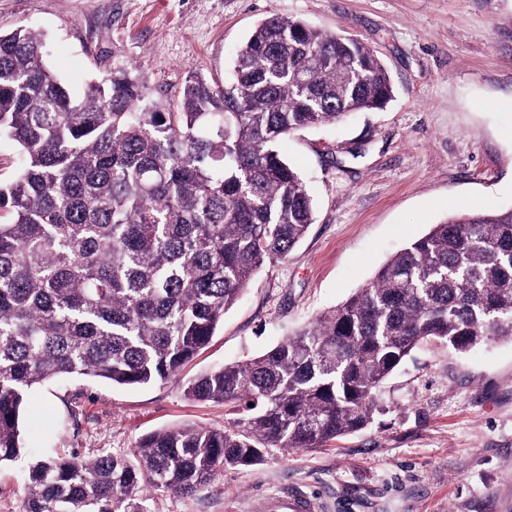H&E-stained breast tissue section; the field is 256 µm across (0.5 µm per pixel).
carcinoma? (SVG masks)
Wrapping results in <instances>:
<instances>
[{
	"label": "carcinoma",
	"mask_w": 512,
	"mask_h": 512,
	"mask_svg": "<svg viewBox=\"0 0 512 512\" xmlns=\"http://www.w3.org/2000/svg\"><path fill=\"white\" fill-rule=\"evenodd\" d=\"M43 33H0V137L18 170L0 182V465L22 452L28 394L60 377L164 382L211 340L255 274L314 223L290 134L384 108L370 48L270 16L237 50L221 91L190 78L178 111L125 68L71 93ZM512 340V208L464 207L392 255L366 287L185 395L222 403V429L169 427L123 453L43 456L24 512H150L273 450L318 448L371 424L385 380L423 342L467 351Z\"/></svg>",
	"instance_id": "cac0c4a2"
}]
</instances>
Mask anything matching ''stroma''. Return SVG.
<instances>
[{
    "label": "stroma",
    "mask_w": 512,
    "mask_h": 512,
    "mask_svg": "<svg viewBox=\"0 0 512 512\" xmlns=\"http://www.w3.org/2000/svg\"><path fill=\"white\" fill-rule=\"evenodd\" d=\"M279 15L368 46L394 97L339 127L290 136L315 222L286 260L261 269L210 343L171 380L45 383L21 412L24 450L0 467V512H23L34 457L134 447L156 430L220 428L223 405L184 394L206 370L257 355L369 283L395 252L466 206L512 208V0H0V32L32 25L73 91L127 68L164 104L189 78L229 80L233 56ZM372 423L322 447L275 451L151 512H249L297 485L324 512H512V341L466 352L415 349L384 382Z\"/></svg>",
    "instance_id": "1"
}]
</instances>
